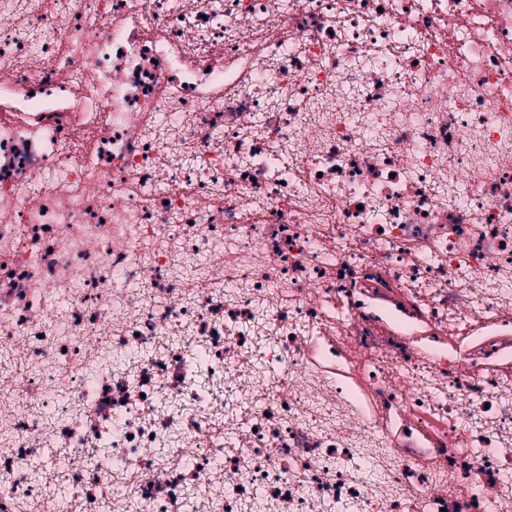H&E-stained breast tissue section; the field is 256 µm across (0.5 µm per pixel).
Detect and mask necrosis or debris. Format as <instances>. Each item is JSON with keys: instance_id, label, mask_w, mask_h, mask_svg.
Wrapping results in <instances>:
<instances>
[{"instance_id": "obj_1", "label": "necrosis or debris", "mask_w": 512, "mask_h": 512, "mask_svg": "<svg viewBox=\"0 0 512 512\" xmlns=\"http://www.w3.org/2000/svg\"><path fill=\"white\" fill-rule=\"evenodd\" d=\"M0 512H512V0H0Z\"/></svg>"}]
</instances>
